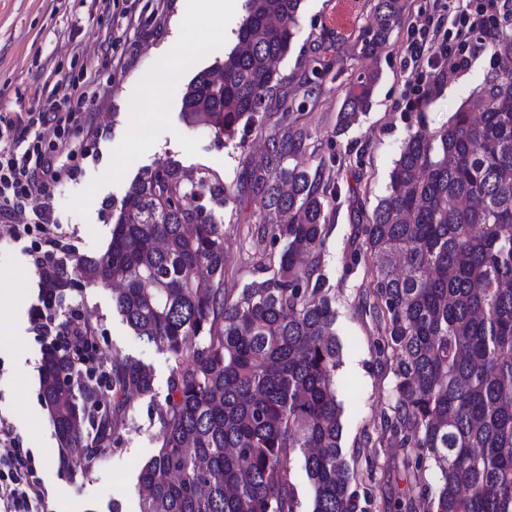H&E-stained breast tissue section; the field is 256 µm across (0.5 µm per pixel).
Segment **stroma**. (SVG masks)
I'll list each match as a JSON object with an SVG mask.
<instances>
[{
    "label": "stroma",
    "instance_id": "35a3bbf8",
    "mask_svg": "<svg viewBox=\"0 0 512 512\" xmlns=\"http://www.w3.org/2000/svg\"><path fill=\"white\" fill-rule=\"evenodd\" d=\"M375 2L302 0L293 42L277 65L281 81L272 99L259 122L227 138L188 124L183 96L199 73L216 70L234 48L245 5L225 13L224 37L213 41L206 29L183 23L182 0H111L104 13L91 0H0V114L47 106L55 84L79 80L89 60L103 83L87 118L70 122L65 131L76 152L67 162L71 175L49 197L30 200L20 217L21 223H33L42 209H50L58 233L42 244L33 235L16 239L9 222L0 221V419L14 426L35 460L45 486L39 512H140L135 483L157 446L154 408L167 395L171 362L128 327L113 289L67 291L54 308L57 322L92 316L99 328L98 362H109L116 351L139 361L154 376V393L135 401L118 430L117 449L105 451L87 470L60 468L54 427L39 393L42 356L52 338L36 335L30 322L32 310L43 304L37 258L104 253L132 182L144 169L174 160L186 173L213 175L224 186L228 201L214 215L226 234L224 287L238 296L265 276L257 257L240 244L247 229L260 222L243 158L262 160L266 139L286 111L310 134L304 165L319 169L335 190L326 208L320 273L342 346L335 381L341 446L353 475L350 490L363 512H396L397 504L418 502L421 486L408 464L409 449L376 432L395 377L379 353V326L369 310L371 287L353 251L367 217L387 194L409 133L422 125L445 126L462 105L472 104L493 59L483 50L466 71L430 87L419 111H407L417 85L407 46L429 17L439 14L445 22L436 40L455 44L456 16L444 13L447 0H407L387 43L368 55L362 47ZM163 53L185 55L190 63L176 74L146 137L136 140L141 79ZM373 69L380 79L370 109L349 129L339 130L346 86Z\"/></svg>",
    "mask_w": 512,
    "mask_h": 512
}]
</instances>
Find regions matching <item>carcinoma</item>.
Here are the masks:
<instances>
[{
	"label": "carcinoma",
	"mask_w": 512,
	"mask_h": 512,
	"mask_svg": "<svg viewBox=\"0 0 512 512\" xmlns=\"http://www.w3.org/2000/svg\"><path fill=\"white\" fill-rule=\"evenodd\" d=\"M301 0H246L223 84L199 73L184 117L229 136L255 122L280 78ZM402 0H377L367 54L385 44ZM496 61L475 101L438 130L408 137L388 194L363 227L354 256L369 260L384 322L380 353L394 366L383 433L413 448L418 482L437 468L436 512H512V11L492 44ZM379 74L345 89L339 129L370 108ZM308 132L282 117L251 171L271 277L233 298L224 291V225L191 205L172 161L142 172L119 207L99 257L72 265L48 254L38 267L47 310L76 280L123 284L114 302L134 334L169 354L168 393L156 405L157 448L142 467L140 512H302L292 464L302 461L311 512H356L341 447L334 376L336 314L321 293L327 187L297 159ZM92 316L63 326L43 353L41 398L59 442V465L90 467L119 444L133 398L152 372L118 352L95 374Z\"/></svg>",
	"instance_id": "carcinoma-1"
}]
</instances>
